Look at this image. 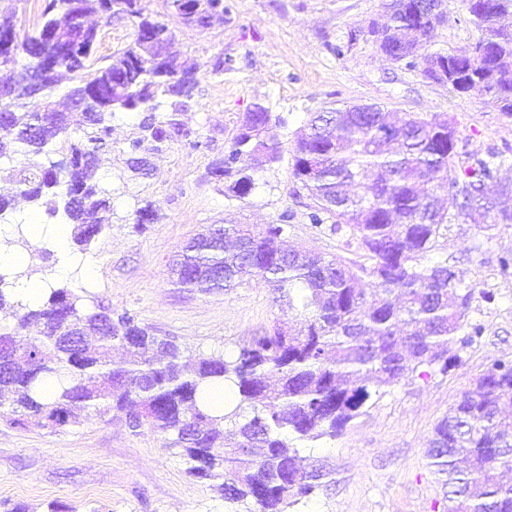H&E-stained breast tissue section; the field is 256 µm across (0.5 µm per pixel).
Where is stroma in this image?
<instances>
[{
    "mask_svg": "<svg viewBox=\"0 0 512 512\" xmlns=\"http://www.w3.org/2000/svg\"><path fill=\"white\" fill-rule=\"evenodd\" d=\"M386 0H230L229 14L207 28L170 16L181 60L197 69L194 99L179 119L189 135L147 152L146 170L128 165L129 144L142 113H116L112 150L93 180L112 198L109 224L85 254L94 280L81 273L43 278L81 294L88 309L133 315L140 325L169 336L187 356L234 355L274 319H294L275 304L269 288L249 281L229 292L187 291L174 285L170 263L183 244L211 224H285L288 243L323 254L355 258V243L314 226L312 201L292 176L298 132L313 113L370 103L394 119L409 113L456 114L458 135L471 148H512V117L473 89L465 93L431 82L386 60L361 27L384 20ZM476 31L458 0H448L446 21L425 52H450L473 41ZM349 42L344 57L330 45ZM231 70L213 74L217 54ZM284 121L282 158L253 173L245 198H229L227 179L212 176L223 161L240 119L255 103ZM151 205L154 223L137 226L136 212ZM482 253H474L476 239ZM447 253L467 282L492 292L475 299L470 317L482 336L459 350L445 374L403 379L367 407L333 440L304 449L331 470L302 504V512H448V495L426 455L435 424L497 359L512 360V275H501L499 256L512 253V225L482 235L469 226L448 237ZM0 407V512H227L208 481L190 476L178 450L147 431L136 433L124 414L80 419L61 432L22 428Z\"/></svg>",
    "mask_w": 512,
    "mask_h": 512,
    "instance_id": "1",
    "label": "stroma"
}]
</instances>
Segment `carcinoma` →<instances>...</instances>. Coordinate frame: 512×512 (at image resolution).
I'll use <instances>...</instances> for the list:
<instances>
[{
	"mask_svg": "<svg viewBox=\"0 0 512 512\" xmlns=\"http://www.w3.org/2000/svg\"><path fill=\"white\" fill-rule=\"evenodd\" d=\"M405 2L403 10L393 0L386 4V38L406 46L398 64L429 77V64L436 63L457 92L473 83L494 104L512 98V32L499 23L512 0H461L477 37L421 58L413 46L431 32L417 28L414 0ZM92 15L107 25L128 18L135 30L133 41L104 67L60 59L59 74L72 75L73 91L99 108L81 113L80 140L68 139V112H43L21 96L0 112V132L10 134L6 141L0 137V159L11 158L16 146L31 157L9 171L17 192L52 213L62 199L84 250L112 210L111 198L91 182L112 114L154 112L166 103V121L142 120L130 143V166L138 170L143 143L159 151L188 136L178 116L187 90L197 86L196 72L177 66L175 40L161 60L147 49V33L160 20L143 0H48L41 23L23 37L15 17L0 13V41L15 35L12 46L0 48V82L12 76L19 56L54 53L39 44L47 32L61 30L93 55V33L80 25ZM457 125L447 112L409 113L395 124L384 111L361 112L355 105L309 120L292 165L313 200L309 220L317 226L331 221V233L356 241L362 262L285 247L283 224H224L222 234L207 231L183 247L172 268L180 287L229 291L255 278L299 315L295 323L275 321L233 357L210 353L187 362L174 340L148 332L127 314L90 311L66 288L49 289L33 307L16 304L8 289L33 270L0 272V309L8 306L16 316L15 326L0 328V398L10 402L12 422L56 432L82 414L117 410L133 431L162 434L190 475L213 482L229 512L241 504L252 506L248 512H293L325 477L303 465L296 442L336 438L408 375L448 372L458 358L449 343L463 349L481 336V324L469 321L476 287L445 255L448 234L463 231L462 216L442 209L431 215L429 208L445 189L484 210L488 221L481 228L512 224V207H492L489 196L476 195L499 184L508 156L470 148ZM280 126L265 106L241 120L223 162L211 171L232 179L231 196L248 195L250 170L281 158ZM59 148L66 161L38 160ZM367 279L369 288L363 287ZM32 324L41 335L23 334ZM116 346L125 352L118 363L112 360ZM52 379L60 388L47 398L43 386ZM219 380L236 398L222 413L208 409L203 397L204 387ZM507 401L512 362L498 360L435 425L428 457L449 488L448 512H512V484L501 478L512 471V420L502 413Z\"/></svg>",
	"mask_w": 512,
	"mask_h": 512,
	"instance_id": "1",
	"label": "carcinoma"
}]
</instances>
